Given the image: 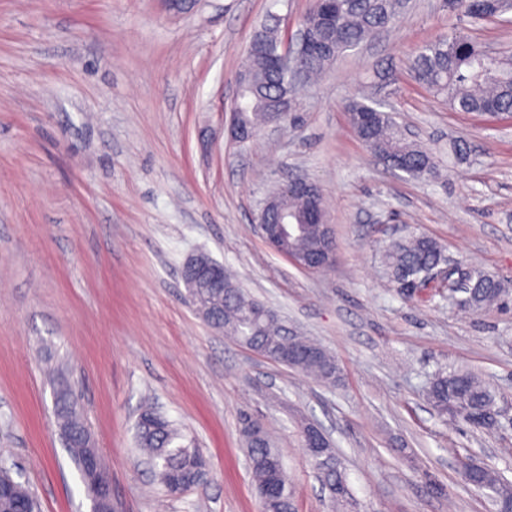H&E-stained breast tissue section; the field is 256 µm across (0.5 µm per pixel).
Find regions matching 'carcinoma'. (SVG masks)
Returning <instances> with one entry per match:
<instances>
[{
  "instance_id": "carcinoma-1",
  "label": "carcinoma",
  "mask_w": 512,
  "mask_h": 512,
  "mask_svg": "<svg viewBox=\"0 0 512 512\" xmlns=\"http://www.w3.org/2000/svg\"><path fill=\"white\" fill-rule=\"evenodd\" d=\"M405 0H313L302 23L311 38L325 49L306 58L309 78L329 70L347 50L358 46L374 34L388 29L397 20ZM448 7L473 22L488 21L496 15L492 0H448ZM281 44L276 24L264 23L257 28L247 46V74L239 85L238 112L248 126L253 140L260 132L268 105L282 99L287 112H292L295 96L288 89V76L273 68L272 55ZM413 77L416 82L459 112H476L493 118H512V58L490 57L484 46L469 36L456 32L441 35L420 46L416 52ZM349 122L359 140L376 157L389 165H405L412 178L435 177L438 174L432 155L410 140L395 116L380 110V103L370 96L352 102L347 109ZM282 206L267 215L271 224L290 216L301 222L308 200L293 188L281 189ZM321 232L318 224L303 227L293 241L294 249L306 250ZM388 265L395 284H421L429 269L445 261L442 246L426 236L404 238L387 253ZM463 306L474 311L487 307L504 308L512 303V289L502 281L480 270L471 271L466 283ZM195 311L214 316L226 324L224 333L254 346L265 357L274 356L286 329L273 312L257 316L260 302L250 297L224 274V292L212 295L207 289L197 291ZM291 363L294 368L311 374L323 383L334 384L340 378L336 359L327 350L301 337L290 338ZM428 400L434 411L444 416L450 404L461 407L492 408L495 395L491 386L470 371L436 374L428 387ZM57 423L70 428L85 427L83 414L72 392L63 388L55 398ZM142 423L135 425L137 444L148 455L155 477L165 490L177 493L178 479L190 473L209 475V466L199 448L152 405L144 406ZM242 433L248 447L249 468L260 493L262 512H285L293 507L288 475H282V491L277 497L261 495L269 480L266 458L274 451L264 427L251 415L242 416ZM323 484L340 486L332 498L336 503L349 496V487L340 465L317 470ZM470 485L489 488L496 494L499 507L512 504V482L498 472L482 467Z\"/></svg>"
}]
</instances>
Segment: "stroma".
Returning a JSON list of instances; mask_svg holds the SVG:
<instances>
[{
  "mask_svg": "<svg viewBox=\"0 0 512 512\" xmlns=\"http://www.w3.org/2000/svg\"><path fill=\"white\" fill-rule=\"evenodd\" d=\"M312 0H0V466L40 512H90L55 423L68 382L112 472L117 512H261L239 415H258L295 512H496L458 457L512 480V312L459 307L477 269L512 281V121L452 111L412 77L416 49L450 30L512 56V16L481 25L445 0H411L396 25L346 51L296 99L298 126L243 147L224 113L245 46L275 17L297 29ZM384 99L439 177L411 179L348 124L360 86ZM466 141L467 162L448 157ZM301 176L323 190L336 261L304 270L256 223ZM447 263L418 301L386 264L409 234ZM203 252L296 336L332 353L333 386L210 328L181 266ZM469 370L496 395V425L438 416L439 372ZM153 402L210 461L206 483L164 495L135 421ZM332 439L350 489L332 505L300 423Z\"/></svg>",
  "mask_w": 512,
  "mask_h": 512,
  "instance_id": "35a3bbf8",
  "label": "stroma"
}]
</instances>
